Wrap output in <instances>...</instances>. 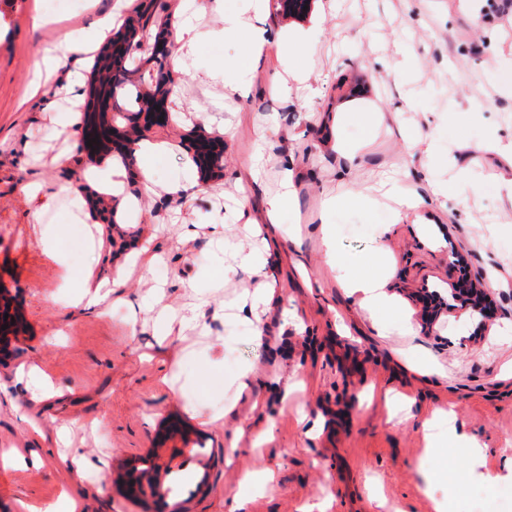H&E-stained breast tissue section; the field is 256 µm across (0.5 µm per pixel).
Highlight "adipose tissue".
Returning <instances> with one entry per match:
<instances>
[{
	"mask_svg": "<svg viewBox=\"0 0 512 512\" xmlns=\"http://www.w3.org/2000/svg\"><path fill=\"white\" fill-rule=\"evenodd\" d=\"M268 0H249L246 12L224 10V33L228 36L242 37L245 51L241 57L224 67L212 71L213 79L224 85V95L239 101H247L253 91L252 70L264 58L271 46L282 50L280 65L285 74L281 80L282 92H289L291 83L308 84L312 69L308 64L322 40L321 24L301 29L292 26L269 27L266 23ZM132 0H116L110 13L97 21L98 38L95 43L74 36L67 39L55 53L44 55L37 62V69L55 72L67 68L68 74L63 85L65 94L73 101L84 98L86 85L84 73L88 68L93 53L99 51L102 43L107 42L114 27L117 14L128 9ZM424 148L419 157L420 177L408 180L402 176L400 165H393L382 173L377 185L358 195L362 205L371 207L387 201L392 205L395 220H411L418 224L426 223L424 213L425 195L442 196L443 188L436 182L434 172L439 164L436 133H428L424 139ZM164 144L152 141H140L134 146L133 158L127 163H109L95 168L94 181L99 190L119 199L121 204H128L131 199L126 190L125 177L128 170H138L143 195L150 196L156 192V184L148 167L149 159L164 151ZM297 196L296 170L292 150H284L282 157V176L278 188L266 198L265 221L277 223L279 216L287 205ZM256 287L251 295L249 314L256 341H263L265 325L263 315L275 288V280L265 258L246 256ZM389 274L378 276L341 275L337 278L339 288L347 296H360L362 305L374 309L393 305L395 299L387 291ZM125 284L123 275H116L112 281H105L86 275L78 285V291L72 300L73 306L94 312L102 310L111 294L119 292Z\"/></svg>",
	"mask_w": 512,
	"mask_h": 512,
	"instance_id": "obj_1",
	"label": "adipose tissue"
}]
</instances>
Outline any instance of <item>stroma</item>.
<instances>
[{
	"label": "stroma",
	"instance_id": "1",
	"mask_svg": "<svg viewBox=\"0 0 512 512\" xmlns=\"http://www.w3.org/2000/svg\"><path fill=\"white\" fill-rule=\"evenodd\" d=\"M205 0H133L126 18L149 15V32L194 20L198 40L183 63L164 66L179 87V123L150 125L146 136L175 143L150 162L159 184L180 180L192 157L189 135L200 131L224 144L221 177L175 214L161 198L140 199L136 212L111 213V200L84 184L91 223H79L69 198L40 208L23 192L31 178L66 184L94 164L81 127L57 133L45 108H76L56 97L55 78L35 80V64L74 30L94 32L89 16L47 17L42 0H0V295L27 329L0 354V512H29L78 489L84 512H512L503 498L512 488V169L485 143L490 131L512 134V24L501 21L496 0H311L308 19L324 18L325 34L313 59L321 90L310 98L293 87L275 90L280 54L270 50L253 76L245 105L212 97L215 63L241 56L243 44ZM426 49L418 82L394 81L401 48ZM498 61L494 79L482 74ZM363 92L380 108L402 99L408 117L438 116L441 147L452 161L436 170L445 182L447 223L395 222L384 208L347 198L326 216L323 242L317 214L336 192V162L328 143L340 137L363 147L355 182L409 158L422 129L388 133L375 117L348 115L322 129L316 115ZM480 104L477 112L469 104ZM292 137L306 174L294 204L279 219L273 317L266 343L237 318L206 316L207 335L188 331L158 341L150 311L131 318L114 304L96 315L70 307L86 272L129 273L125 292L149 295L166 288L175 306L195 294L228 299L250 287L248 270L211 238L213 217L224 220L229 241L262 248L237 221L240 202L262 207L282 169L281 150L269 146L261 184L235 190L226 178L255 155L264 129ZM56 154L71 163L51 164ZM466 167L468 180L454 170ZM194 237L181 239L184 225ZM30 243L21 247L20 233ZM161 257L135 258L145 240ZM65 262L54 260V253ZM360 261L394 274L392 307L369 310L346 297L337 267ZM233 269L225 283V269ZM484 280L490 313L461 320L451 286ZM40 370L19 382L21 365ZM253 366L255 389L240 393L236 378ZM396 393L385 402V391ZM452 411L456 433L429 447L423 423L436 410ZM225 411L223 420L208 415ZM484 448L473 465L462 445ZM83 449L92 463L73 484L67 459ZM155 469L157 487L133 496L130 468ZM274 472L265 490L250 483Z\"/></svg>",
	"mask_w": 512,
	"mask_h": 512
}]
</instances>
